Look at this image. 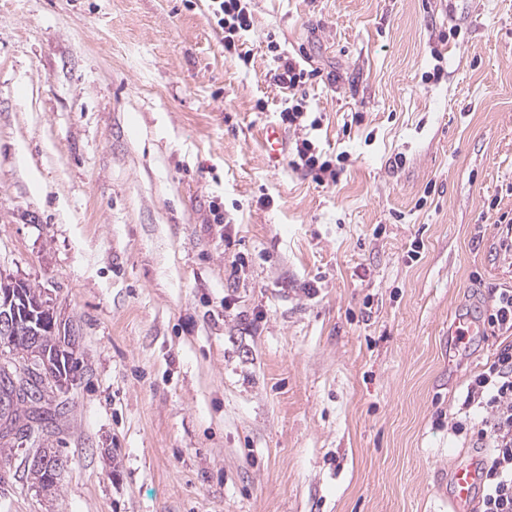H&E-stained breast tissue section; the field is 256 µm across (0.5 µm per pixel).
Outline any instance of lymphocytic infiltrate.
Returning a JSON list of instances; mask_svg holds the SVG:
<instances>
[{"label":"lymphocytic infiltrate","mask_w":512,"mask_h":512,"mask_svg":"<svg viewBox=\"0 0 512 512\" xmlns=\"http://www.w3.org/2000/svg\"><path fill=\"white\" fill-rule=\"evenodd\" d=\"M208 10L224 34V57L233 62L249 63L246 34L253 26L249 0H207ZM277 67L275 84L292 90L320 77L319 69L307 67L305 59L281 51L269 44ZM347 152L330 154L319 150L309 136L298 137L292 148L290 166L311 175L316 184L337 181L344 170ZM483 413L473 421L472 409ZM451 430L463 437L469 447L489 449L484 471L479 512H512V341L502 345L493 359L471 375L466 394Z\"/></svg>","instance_id":"obj_1"}]
</instances>
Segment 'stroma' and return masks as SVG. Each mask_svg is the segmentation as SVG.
Instances as JSON below:
<instances>
[{"mask_svg":"<svg viewBox=\"0 0 512 512\" xmlns=\"http://www.w3.org/2000/svg\"><path fill=\"white\" fill-rule=\"evenodd\" d=\"M251 9L244 66L204 0H0V274L83 358L56 490L0 452V512H444L502 341L448 323L512 289V0ZM271 39L333 77L301 92L337 183L262 147Z\"/></svg>","mask_w":512,"mask_h":512,"instance_id":"1","label":"stroma"}]
</instances>
